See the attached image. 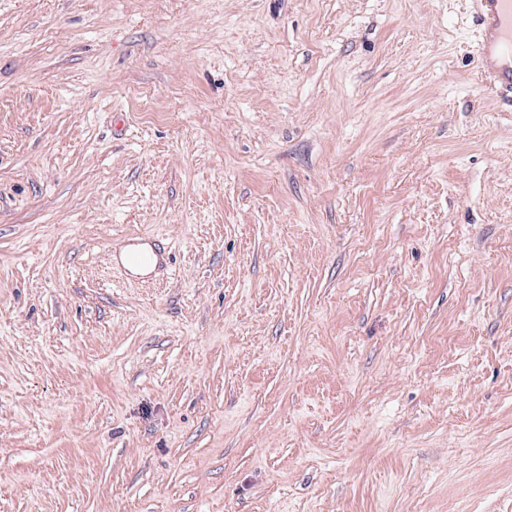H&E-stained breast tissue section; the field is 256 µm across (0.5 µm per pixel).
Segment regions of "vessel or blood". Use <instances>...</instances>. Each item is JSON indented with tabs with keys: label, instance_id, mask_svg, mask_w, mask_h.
Here are the masks:
<instances>
[{
	"label": "vessel or blood",
	"instance_id": "obj_1",
	"mask_svg": "<svg viewBox=\"0 0 512 512\" xmlns=\"http://www.w3.org/2000/svg\"><path fill=\"white\" fill-rule=\"evenodd\" d=\"M480 26L479 71L496 92L512 95V0H476ZM124 270L158 273L164 267L160 249L153 239L129 240L119 249Z\"/></svg>",
	"mask_w": 512,
	"mask_h": 512
}]
</instances>
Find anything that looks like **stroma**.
I'll list each match as a JSON object with an SVG mask.
<instances>
[{
	"instance_id": "stroma-1",
	"label": "stroma",
	"mask_w": 512,
	"mask_h": 512,
	"mask_svg": "<svg viewBox=\"0 0 512 512\" xmlns=\"http://www.w3.org/2000/svg\"><path fill=\"white\" fill-rule=\"evenodd\" d=\"M478 37L474 0H0V512H512ZM129 248H115L112 256L119 257L122 268L130 273L136 270L150 271L145 274L146 278L155 276L164 267V260L161 250L151 238L131 239L128 242Z\"/></svg>"
}]
</instances>
